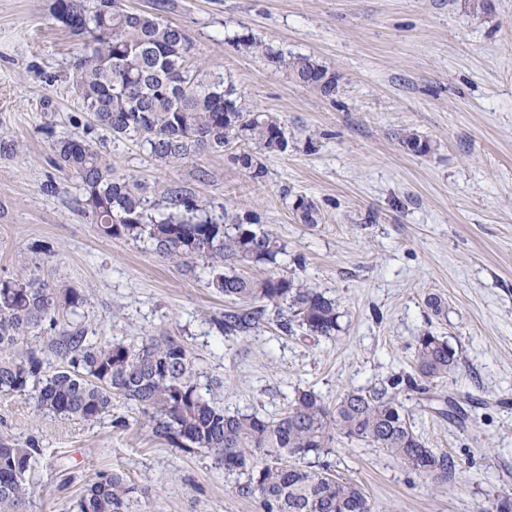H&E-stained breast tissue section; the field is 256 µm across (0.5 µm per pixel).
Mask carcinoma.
<instances>
[{"instance_id": "1", "label": "carcinoma", "mask_w": 512, "mask_h": 512, "mask_svg": "<svg viewBox=\"0 0 512 512\" xmlns=\"http://www.w3.org/2000/svg\"><path fill=\"white\" fill-rule=\"evenodd\" d=\"M66 4L61 21L83 40L71 64L77 96L112 140L137 138L156 161L176 164L204 153H221L246 140L259 151L243 150L230 160L253 179L265 176L261 152H283L288 138L281 124L262 112L238 107L235 86L219 70L196 60L184 29L156 12L127 10L121 0H56ZM265 57L295 84L325 98L338 92L336 73L304 55L263 48ZM408 150L429 151L415 133L402 138ZM57 164L78 180V206L107 238L147 241L166 260L210 263V287L243 307L216 321L226 335L246 337L269 314L279 330L296 329L314 338L339 331L336 300L284 276H247L242 268L272 266L287 245L254 228L252 218H214L207 207L177 191L150 200L141 187L114 169L87 140L54 144ZM295 211L304 224L320 212L303 197ZM75 289L49 287L39 278L0 281V393L37 390L39 410L94 423L112 411V398L133 402L152 433L178 448L206 449L224 471L247 472L235 487L256 498L262 512H372L362 487L343 480L329 466L288 465L287 458H316L335 438L363 441L400 460L421 478L447 482L456 475L448 453L431 448L407 422L398 394L411 391L434 401L431 384L452 373L461 352L425 331L416 340L414 373L397 376L371 392L343 393L332 407L312 390H301L291 408L268 420L255 412L227 414L200 391L190 352L176 338L139 343L92 341L79 323L58 321L60 311L81 306ZM53 334L41 347L18 350L42 325ZM58 362L44 371L47 358ZM38 448H11L0 442V512H29L31 492L24 475ZM136 488L120 473H101L85 489L76 512H129Z\"/></svg>"}]
</instances>
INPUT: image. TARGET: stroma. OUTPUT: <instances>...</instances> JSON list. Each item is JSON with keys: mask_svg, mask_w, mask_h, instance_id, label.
<instances>
[{"mask_svg": "<svg viewBox=\"0 0 512 512\" xmlns=\"http://www.w3.org/2000/svg\"><path fill=\"white\" fill-rule=\"evenodd\" d=\"M164 2L163 19L223 71L239 106L279 120L288 148L263 155L259 180L225 152L168 167L122 140L107 142L108 155L148 197L177 187L213 214H257L287 244L271 271L334 298L339 331L286 336L266 322L244 339L222 335L216 322L234 303L209 287L208 263L187 268L149 243L100 234L76 205L77 179L55 164L56 140L103 136L77 98L71 63L82 43L55 20V0H0V140L17 146L0 154V280L36 275L82 292L75 318L103 342L179 339L208 398L267 419L302 388L332 405L386 385L411 371L418 336L432 331L461 353L434 392L456 397L468 421L432 412L413 392L401 398L459 479L430 483L347 439L324 460L365 489L374 512H482L488 495H512V0ZM245 38L335 71V100L239 47ZM407 132L430 151L404 149ZM300 197L319 207L318 224L299 221ZM431 294L442 315L427 307ZM1 440L37 449L25 475L32 512H72L101 472L135 487L131 512H261L236 494L241 474L208 450L156 438L119 397L87 423L39 411L33 395L0 393Z\"/></svg>", "mask_w": 512, "mask_h": 512, "instance_id": "35a3bbf8", "label": "stroma"}]
</instances>
